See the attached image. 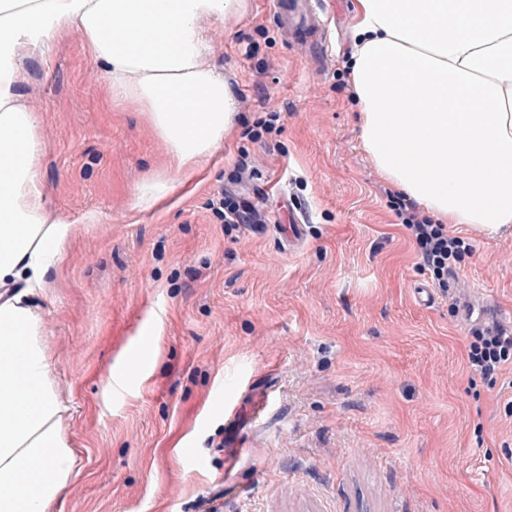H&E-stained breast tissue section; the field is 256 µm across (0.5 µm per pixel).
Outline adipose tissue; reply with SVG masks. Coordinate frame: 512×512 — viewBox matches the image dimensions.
<instances>
[{
    "label": "adipose tissue",
    "instance_id": "1",
    "mask_svg": "<svg viewBox=\"0 0 512 512\" xmlns=\"http://www.w3.org/2000/svg\"><path fill=\"white\" fill-rule=\"evenodd\" d=\"M347 64L362 142L390 182L448 224L512 228V0H353ZM246 0H0V512H47L76 468L37 303L69 242L23 101L27 52L75 32L107 97L138 105L194 184L235 107L202 62L209 24ZM490 199H479L482 187ZM35 481L23 479L32 463Z\"/></svg>",
    "mask_w": 512,
    "mask_h": 512
}]
</instances>
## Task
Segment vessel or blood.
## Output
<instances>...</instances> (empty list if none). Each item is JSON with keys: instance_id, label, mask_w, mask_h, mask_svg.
Segmentation results:
<instances>
[{"instance_id": "obj_1", "label": "vessel or blood", "mask_w": 512, "mask_h": 512, "mask_svg": "<svg viewBox=\"0 0 512 512\" xmlns=\"http://www.w3.org/2000/svg\"><path fill=\"white\" fill-rule=\"evenodd\" d=\"M273 19L288 33L293 46L310 51L315 59L323 62L332 58L328 19L321 0H275ZM456 287L460 295L477 301L481 316H492L493 305L480 288L465 281L457 282Z\"/></svg>"}]
</instances>
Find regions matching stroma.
<instances>
[{"label": "stroma", "instance_id": "stroma-1", "mask_svg": "<svg viewBox=\"0 0 512 512\" xmlns=\"http://www.w3.org/2000/svg\"><path fill=\"white\" fill-rule=\"evenodd\" d=\"M247 4L206 34L237 120L195 190L136 104L105 102L78 34L26 61L41 178L75 226L38 299L76 457L49 512H196L218 487L223 512H512V368L473 399L467 321L415 299L428 277L346 79L352 0H325V64L288 44L272 0ZM268 112L277 133L243 138ZM243 155L244 194L275 186L279 222L228 234L209 202ZM153 175L174 188L137 207ZM453 231L473 246L458 275L512 308V230Z\"/></svg>", "mask_w": 512, "mask_h": 512}]
</instances>
